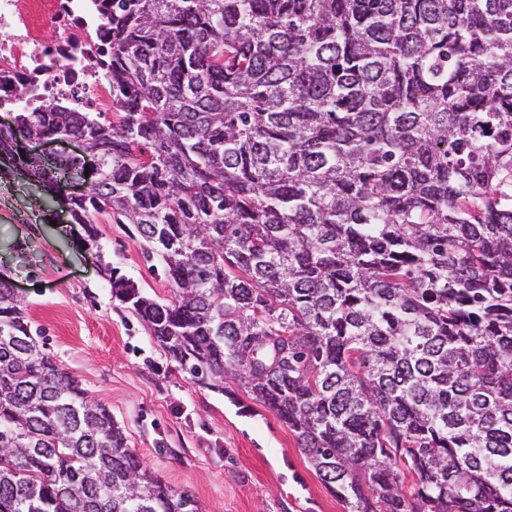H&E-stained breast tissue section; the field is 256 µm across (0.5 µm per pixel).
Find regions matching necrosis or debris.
<instances>
[{"mask_svg":"<svg viewBox=\"0 0 512 512\" xmlns=\"http://www.w3.org/2000/svg\"><path fill=\"white\" fill-rule=\"evenodd\" d=\"M106 0H0V111L59 98L78 112L112 109V80L93 61Z\"/></svg>","mask_w":512,"mask_h":512,"instance_id":"obj_1","label":"necrosis or debris"}]
</instances>
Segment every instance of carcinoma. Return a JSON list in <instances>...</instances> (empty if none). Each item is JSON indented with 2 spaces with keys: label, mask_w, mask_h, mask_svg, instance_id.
<instances>
[{
  "label": "carcinoma",
  "mask_w": 512,
  "mask_h": 512,
  "mask_svg": "<svg viewBox=\"0 0 512 512\" xmlns=\"http://www.w3.org/2000/svg\"><path fill=\"white\" fill-rule=\"evenodd\" d=\"M112 121L18 112L0 171L136 225L105 265L195 382L279 416L348 512H512V0H108ZM0 278V512H202L39 342ZM95 224L97 215L92 216ZM97 228L100 231L99 244L105 261L112 263L120 274L132 279L148 295L156 299H170L172 288L162 277H157L148 268L139 247V234L134 224H114L109 217H100Z\"/></svg>",
  "instance_id": "carcinoma-1"
}]
</instances>
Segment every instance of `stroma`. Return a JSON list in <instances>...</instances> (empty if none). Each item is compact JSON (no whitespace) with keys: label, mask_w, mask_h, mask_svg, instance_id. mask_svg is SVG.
Wrapping results in <instances>:
<instances>
[{"label":"stroma","mask_w":512,"mask_h":512,"mask_svg":"<svg viewBox=\"0 0 512 512\" xmlns=\"http://www.w3.org/2000/svg\"><path fill=\"white\" fill-rule=\"evenodd\" d=\"M64 206L40 211L28 182L0 178V275L15 284L46 350L105 405L143 465L195 495L202 512H347L274 412L225 379L217 392L179 370L147 326L112 293ZM106 261L148 295L170 283L152 273L135 225L101 218Z\"/></svg>","instance_id":"1"}]
</instances>
